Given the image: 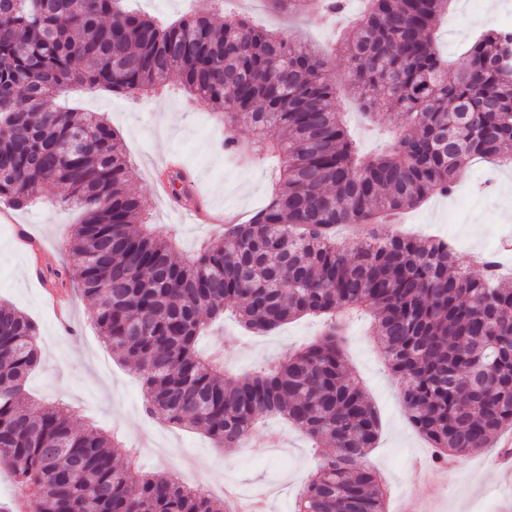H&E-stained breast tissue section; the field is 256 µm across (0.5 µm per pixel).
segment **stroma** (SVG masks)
I'll return each instance as SVG.
<instances>
[{"instance_id":"1","label":"stroma","mask_w":512,"mask_h":512,"mask_svg":"<svg viewBox=\"0 0 512 512\" xmlns=\"http://www.w3.org/2000/svg\"><path fill=\"white\" fill-rule=\"evenodd\" d=\"M512 0H453L438 23L441 51L455 66H463L467 43L494 24ZM216 24L237 15L255 26L291 35L328 56L330 75L342 80L348 69L344 54L335 48L336 33L322 25L320 15L273 12L265 0H217L212 12ZM72 99L87 112L104 114L121 138L135 169L134 187L142 200L147 223L167 235L177 257L193 255L199 245L219 238L220 224H185L154 192L157 170L176 160L188 180L214 208L233 212L246 221L253 209L268 200L272 184L263 165L251 158H231L224 152V126L210 110L185 93L178 78L148 92L139 103L104 91L77 90ZM347 120L364 152L380 149V130L393 122L390 114L366 119L358 105L346 101ZM489 161L477 159L466 169L450 196H433L405 215L390 232L441 239L454 249L461 267L480 275L473 258L485 249H499L512 238V216L506 213V183L486 192L481 174ZM78 214L74 209L42 198L17 210L0 204V301L8 302L37 326L41 363L27 384L29 401L49 399L66 403L88 416L105 431L118 432L136 451V463L145 471L178 478L194 477L213 498L224 496L225 482L246 491L273 488L270 512H293L297 493L320 464V451L287 420L259 415L252 439L279 434L283 447L269 458L246 456L243 450L215 447L203 429H189L148 417L143 409L144 389L134 364L121 360L105 345L95 327L94 305L63 288V312H56L50 290L40 273L62 269L68 262V230ZM316 319L291 320L272 332L244 330L234 315H225L201 337L199 348L219 353L228 374L247 376L269 361L282 359L319 337ZM349 366L380 419L375 447L367 456L385 492L386 512H404L408 500H417L422 512H512V476L492 469L488 460L499 447L496 433L490 447L456 456L443 480L417 484L411 478L415 459L434 463L435 451L408 419L398 381L371 332L370 316L354 322L346 341Z\"/></svg>"}]
</instances>
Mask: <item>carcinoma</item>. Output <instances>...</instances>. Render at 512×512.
<instances>
[{"instance_id": "1", "label": "carcinoma", "mask_w": 512, "mask_h": 512, "mask_svg": "<svg viewBox=\"0 0 512 512\" xmlns=\"http://www.w3.org/2000/svg\"><path fill=\"white\" fill-rule=\"evenodd\" d=\"M270 2L336 17L347 6ZM364 2L341 47L345 81L365 116H400L370 155L344 121L328 60L290 37L243 19L218 27L206 9L165 23L123 0H0V203L25 208L50 191L82 210L65 275L94 302L102 339L136 362L147 415L198 426L226 451L243 446L258 415H280L329 449L294 512H385L367 464L379 417L345 349L362 314L437 459L487 448L512 426L508 277L488 260L472 276L438 239L373 230L353 248L336 240L339 224L386 226L449 194L474 159L512 160V33L484 30L456 68L435 38L453 0ZM172 77L224 121V152L268 166L273 185L247 223L184 260L166 237L133 228L141 201L112 127L77 106L50 107L72 85L134 98ZM240 113L254 131L247 142L234 133ZM226 309L258 334L305 315L323 332L233 378L198 348L206 320ZM37 336L0 302V466L30 512H232L136 469L131 449L74 410L25 403Z\"/></svg>"}]
</instances>
